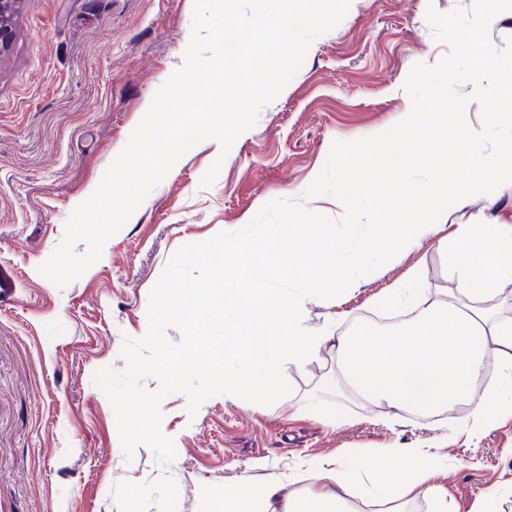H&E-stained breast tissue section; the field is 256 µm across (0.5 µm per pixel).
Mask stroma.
I'll return each mask as SVG.
<instances>
[{
  "label": "stroma",
  "mask_w": 512,
  "mask_h": 512,
  "mask_svg": "<svg viewBox=\"0 0 512 512\" xmlns=\"http://www.w3.org/2000/svg\"><path fill=\"white\" fill-rule=\"evenodd\" d=\"M478 0H351L340 24L317 38L280 95L241 134L213 186L201 179L217 153L187 151L106 243L80 278L60 288L39 267L62 241L72 211L98 187L182 65L194 0H25L0 57V512H224V488L285 479L357 448L380 453L428 442L443 461L431 484L451 512L485 495L512 512V418L482 424L473 404L401 412L337 398L328 352L284 369L280 397L215 396L188 415L187 398L163 399V433L176 460L161 468L148 446L125 457L114 410L94 373L122 367L124 337L148 327L149 295L182 246L247 225L269 201L300 196L333 141L383 132L403 112L435 113L502 136L466 70L481 46L512 56V14L468 39ZM428 224H512V190L494 200L441 196ZM359 287L339 300L303 296L305 323L356 327L397 284L429 293L458 281L436 240L385 258L370 255Z\"/></svg>",
  "instance_id": "35a3bbf8"
}]
</instances>
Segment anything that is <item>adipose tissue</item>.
I'll return each instance as SVG.
<instances>
[{
    "label": "adipose tissue",
    "mask_w": 512,
    "mask_h": 512,
    "mask_svg": "<svg viewBox=\"0 0 512 512\" xmlns=\"http://www.w3.org/2000/svg\"><path fill=\"white\" fill-rule=\"evenodd\" d=\"M467 80L497 124L512 128V59L493 51L479 53ZM483 138V127L467 122L435 126L424 138L409 130L394 160L402 173L401 189L378 182L363 183L362 188L379 198L381 215H390L399 199L411 213L378 225L375 234L365 231L355 196L341 187L334 200L345 224L279 225L276 247L288 258L280 274L282 287H267L259 270L257 247L266 240L265 226L253 225L245 244L225 249L221 315L212 320L207 333L224 339L225 356L237 368L230 373L214 365L212 387L228 396L247 391L273 399L283 391L284 365L305 366L326 349L335 357L332 379L341 394L393 410H429L452 397L474 401L478 420L512 415V317L486 304L503 284L512 283V224H462L447 238L442 225L418 219L442 194L490 197L500 188L512 187V136L492 153L482 149ZM436 160L461 169L463 179L454 183L436 177L420 183L410 178L417 162ZM432 236L449 249L459 293L437 299L426 289L401 285L383 300V307L411 300L419 314L393 329L340 332L331 323L313 332L305 326L288 282L296 280L310 291L336 295L358 285L369 253L391 256ZM490 369L496 372V385L474 395L476 382ZM395 456L398 465L389 476L382 473L376 457L353 450L315 469H295L284 481H243L225 489V509L358 512L355 501L363 497L378 503L379 512H408L409 505L422 497L431 512H448L447 492L429 482L440 466L433 449L402 448ZM299 481L306 482L304 491L293 490Z\"/></svg>",
    "instance_id": "1"
}]
</instances>
